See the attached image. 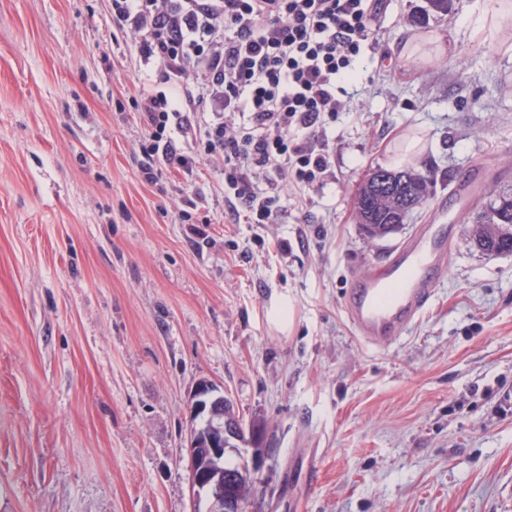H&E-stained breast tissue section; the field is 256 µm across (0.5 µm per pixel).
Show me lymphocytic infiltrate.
<instances>
[{
  "label": "lymphocytic infiltrate",
  "mask_w": 512,
  "mask_h": 512,
  "mask_svg": "<svg viewBox=\"0 0 512 512\" xmlns=\"http://www.w3.org/2000/svg\"><path fill=\"white\" fill-rule=\"evenodd\" d=\"M384 8V0H112L141 59L160 68L159 85L144 86L134 104L149 136L145 180L174 166L193 185L196 160L181 141L194 131L224 161L229 218L278 223L286 192L332 174L324 128L347 110L344 83ZM190 77L205 89L211 119L185 93Z\"/></svg>",
  "instance_id": "lymphocytic-infiltrate-1"
}]
</instances>
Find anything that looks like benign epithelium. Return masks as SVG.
Masks as SVG:
<instances>
[{
  "label": "benign epithelium",
  "instance_id": "obj_1",
  "mask_svg": "<svg viewBox=\"0 0 512 512\" xmlns=\"http://www.w3.org/2000/svg\"><path fill=\"white\" fill-rule=\"evenodd\" d=\"M190 422L187 461L192 474L193 499L206 497L207 512H242L243 502L236 489L245 484L254 486L255 473L243 464L238 471L224 475V494L210 495L206 490L208 478L197 470L196 459L204 453L213 462H219L225 458L227 449L241 441L244 432L258 435L259 426L243 425L239 415L230 410L229 400L223 391L207 381L199 382L191 394Z\"/></svg>",
  "mask_w": 512,
  "mask_h": 512
}]
</instances>
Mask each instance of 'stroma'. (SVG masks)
<instances>
[{
  "instance_id": "35a3bbf8",
  "label": "stroma",
  "mask_w": 512,
  "mask_h": 512,
  "mask_svg": "<svg viewBox=\"0 0 512 512\" xmlns=\"http://www.w3.org/2000/svg\"><path fill=\"white\" fill-rule=\"evenodd\" d=\"M471 3L421 25L425 0H386L366 87L326 129L332 176L286 194L280 223L230 224L223 161L198 153L209 221L190 224L181 173L141 176L134 103L159 69L112 0H0V512H192L202 380L265 425L239 446L260 481L245 512H512V254L474 248L468 209L401 336L361 342L341 306L466 170L512 184V49L470 36ZM423 31L444 50L405 69ZM406 136L430 194L368 238L355 194ZM282 296L288 331L268 318Z\"/></svg>"
}]
</instances>
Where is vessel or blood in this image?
<instances>
[{
  "mask_svg": "<svg viewBox=\"0 0 512 512\" xmlns=\"http://www.w3.org/2000/svg\"><path fill=\"white\" fill-rule=\"evenodd\" d=\"M487 178L486 169L472 167L466 178L453 183L449 199L455 207L465 208ZM451 231L445 216H435L373 272L352 277L343 308L362 342L380 343L400 336L428 308L447 271Z\"/></svg>",
  "mask_w": 512,
  "mask_h": 512,
  "instance_id": "vessel-or-blood-1",
  "label": "vessel or blood"
}]
</instances>
